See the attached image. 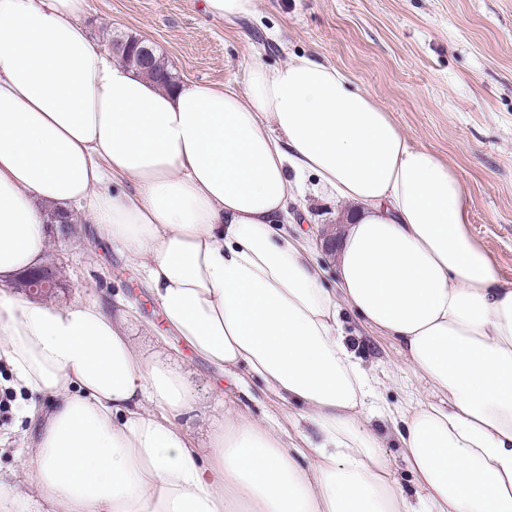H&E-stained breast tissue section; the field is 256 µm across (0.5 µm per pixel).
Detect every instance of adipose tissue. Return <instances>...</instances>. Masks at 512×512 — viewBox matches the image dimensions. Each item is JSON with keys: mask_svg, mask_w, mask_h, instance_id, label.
Listing matches in <instances>:
<instances>
[{"mask_svg": "<svg viewBox=\"0 0 512 512\" xmlns=\"http://www.w3.org/2000/svg\"><path fill=\"white\" fill-rule=\"evenodd\" d=\"M84 7L0 0V362L30 425L27 490L0 476V512H512V281L471 235L452 168L332 65L297 56L255 64L244 90L164 89L91 39ZM306 174L357 207L332 288L288 231ZM74 205L133 260L171 336L242 398L256 382L298 406L306 429L223 408L200 447L189 375L135 344L129 304L14 292L44 263L45 208ZM346 311L427 383L398 417ZM376 418L392 419L417 498ZM387 448H381L382 453L386 460L391 464L394 477L398 480L403 487L405 493L412 499L418 495V488L415 485L411 475L407 472L406 467L401 458V446L396 442L394 437H391L386 442Z\"/></svg>", "mask_w": 512, "mask_h": 512, "instance_id": "adipose-tissue-1", "label": "adipose tissue"}]
</instances>
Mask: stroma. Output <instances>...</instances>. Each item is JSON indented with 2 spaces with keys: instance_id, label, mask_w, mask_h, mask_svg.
<instances>
[{
  "instance_id": "35a3bbf8",
  "label": "stroma",
  "mask_w": 512,
  "mask_h": 512,
  "mask_svg": "<svg viewBox=\"0 0 512 512\" xmlns=\"http://www.w3.org/2000/svg\"><path fill=\"white\" fill-rule=\"evenodd\" d=\"M81 22L101 45L116 35L148 38L180 82L243 88L254 63L281 65L300 55L336 66L413 145L455 170L470 199L472 235L497 273L512 279V0H257L252 15L232 24L212 18L204 0H86ZM290 207L289 232L307 239L316 259L333 270L335 256L322 249L319 232L328 224L343 230L350 206L309 176ZM77 221L85 234L53 239L48 250L45 265L61 280L55 300L120 295L161 325V307L127 254L99 238L85 216ZM352 341L382 400L394 410L408 407L424 385L386 380L398 358L392 343L363 328ZM180 358L205 406L221 400L257 418L272 412L291 428L296 408L258 390L242 401L230 378L214 377L190 350ZM10 379L0 366V398L9 403L0 410V435L10 445L0 454L1 473L14 469L11 451L23 444Z\"/></svg>"
}]
</instances>
